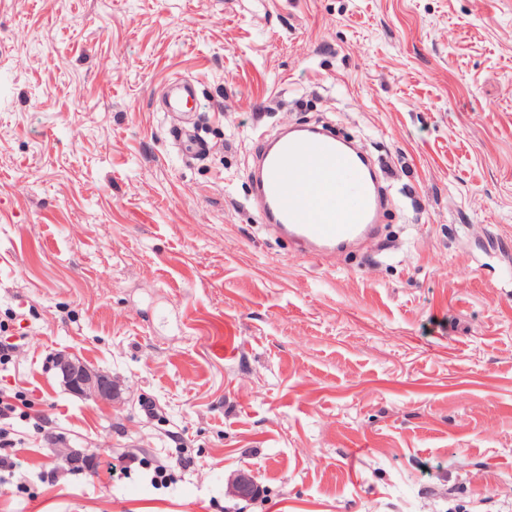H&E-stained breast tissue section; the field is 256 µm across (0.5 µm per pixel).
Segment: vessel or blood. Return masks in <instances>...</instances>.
<instances>
[{
	"label": "vessel or blood",
	"mask_w": 512,
	"mask_h": 512,
	"mask_svg": "<svg viewBox=\"0 0 512 512\" xmlns=\"http://www.w3.org/2000/svg\"><path fill=\"white\" fill-rule=\"evenodd\" d=\"M165 106L196 112V87L170 83ZM255 205L261 223L302 245L314 258L359 241L376 229L385 203L374 163L324 128L282 132L254 160Z\"/></svg>",
	"instance_id": "vessel-or-blood-1"
}]
</instances>
